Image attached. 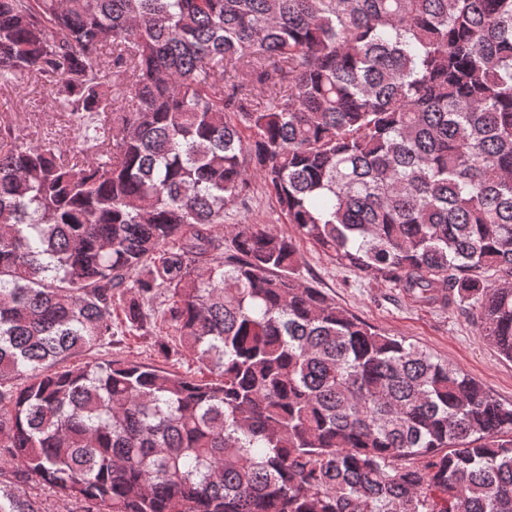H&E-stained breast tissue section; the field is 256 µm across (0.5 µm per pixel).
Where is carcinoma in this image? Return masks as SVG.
Returning <instances> with one entry per match:
<instances>
[{
  "label": "carcinoma",
  "instance_id": "cac0c4a2",
  "mask_svg": "<svg viewBox=\"0 0 512 512\" xmlns=\"http://www.w3.org/2000/svg\"><path fill=\"white\" fill-rule=\"evenodd\" d=\"M29 75L75 137L0 124V512H512V405L295 243L512 361V0H0ZM254 176L296 237L218 234ZM117 308L210 377L56 369ZM299 277L337 304L391 336H402L462 370L494 398L512 404V361L502 358L478 331L471 308L418 306L398 288L369 280L297 239Z\"/></svg>",
  "mask_w": 512,
  "mask_h": 512
}]
</instances>
